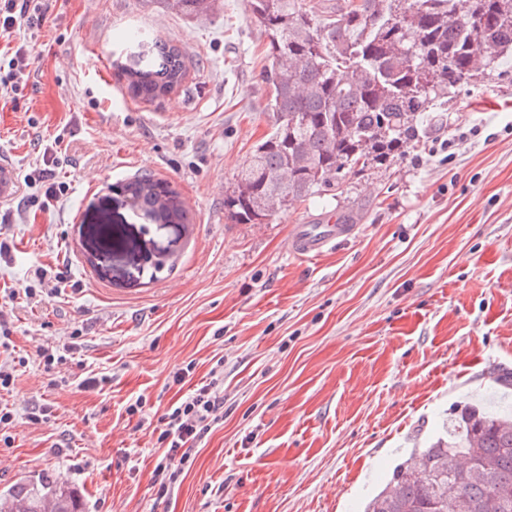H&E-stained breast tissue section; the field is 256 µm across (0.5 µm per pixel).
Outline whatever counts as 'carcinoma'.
<instances>
[{"label":"carcinoma","instance_id":"1","mask_svg":"<svg viewBox=\"0 0 512 512\" xmlns=\"http://www.w3.org/2000/svg\"><path fill=\"white\" fill-rule=\"evenodd\" d=\"M200 17L216 0H178ZM249 0L269 36L270 132L224 197L231 224H266L293 202L329 191L345 172L406 155L433 125L430 109L472 80L478 64L512 49V0ZM137 97L179 86L182 52L154 42L135 66H117ZM124 192L157 224H187L169 185L145 176ZM459 435L437 439L397 466L365 512H512V419L469 407ZM83 512L52 474L0 494V512Z\"/></svg>","mask_w":512,"mask_h":512}]
</instances>
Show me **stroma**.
<instances>
[{"label": "stroma", "mask_w": 512, "mask_h": 512, "mask_svg": "<svg viewBox=\"0 0 512 512\" xmlns=\"http://www.w3.org/2000/svg\"><path fill=\"white\" fill-rule=\"evenodd\" d=\"M48 6L42 29L10 41L32 54L26 107L0 102V159L17 171L0 222L12 247L0 360L26 359L0 393L15 414L0 493L49 473L84 512H363L396 464L512 369V59L449 90L405 157L352 170L270 223L231 224L224 197L270 131L269 38L248 0L198 21L163 0ZM127 29L181 49L180 87L131 95L113 65L139 53ZM41 143L57 144L68 187L46 210L31 182ZM145 173L189 202L190 223L139 218L118 188ZM344 214L354 237L291 255L297 226ZM39 267L67 273L65 295L26 299ZM64 345L44 370L39 348ZM93 374L106 383L82 387ZM209 381L224 416L159 497V418ZM139 398L142 415H128Z\"/></svg>", "instance_id": "35a3bbf8"}]
</instances>
